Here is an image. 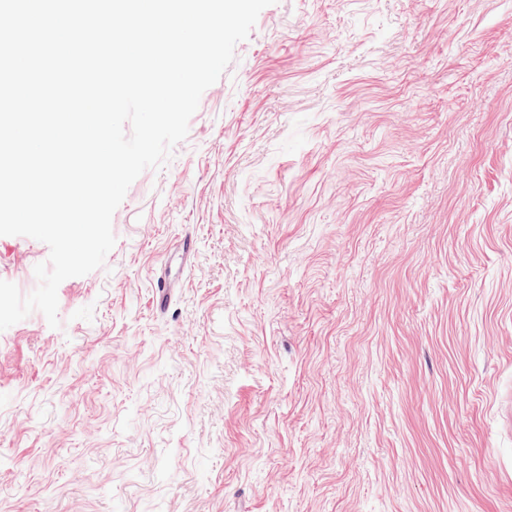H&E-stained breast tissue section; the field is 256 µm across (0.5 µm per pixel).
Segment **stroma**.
I'll return each mask as SVG.
<instances>
[{
    "mask_svg": "<svg viewBox=\"0 0 512 512\" xmlns=\"http://www.w3.org/2000/svg\"><path fill=\"white\" fill-rule=\"evenodd\" d=\"M112 230L0 331V512H512V0H275Z\"/></svg>",
    "mask_w": 512,
    "mask_h": 512,
    "instance_id": "stroma-1",
    "label": "stroma"
}]
</instances>
